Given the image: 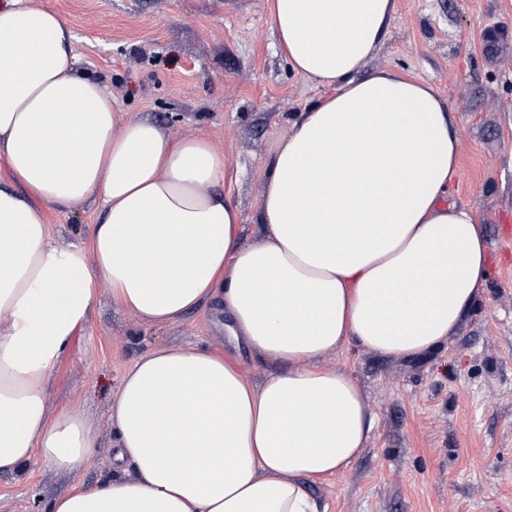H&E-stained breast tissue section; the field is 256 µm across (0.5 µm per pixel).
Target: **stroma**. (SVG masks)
<instances>
[{
  "label": "stroma",
  "mask_w": 512,
  "mask_h": 512,
  "mask_svg": "<svg viewBox=\"0 0 512 512\" xmlns=\"http://www.w3.org/2000/svg\"><path fill=\"white\" fill-rule=\"evenodd\" d=\"M34 3L68 21L80 73L108 88L121 118L147 116L176 135L209 137L224 155V189L243 213L240 243H255L265 162L324 94L279 51L267 0ZM365 70L422 80L453 109L460 154L452 197L484 229L490 278L471 315L433 353L351 348L322 358L355 377L376 428L347 471L307 490L327 512H512V0H397ZM100 215L94 200L44 213L52 243L84 253ZM224 322L208 301L177 322L145 324L99 284L86 324L47 382L50 414L84 416L98 449L69 473L39 457L0 473V512H47L73 485L111 475L109 404L121 375L148 352L225 353L255 384L278 370L232 346Z\"/></svg>",
  "instance_id": "1"
}]
</instances>
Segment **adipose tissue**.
Listing matches in <instances>:
<instances>
[{
  "mask_svg": "<svg viewBox=\"0 0 512 512\" xmlns=\"http://www.w3.org/2000/svg\"><path fill=\"white\" fill-rule=\"evenodd\" d=\"M396 0H269L290 68L330 93L267 163L261 235L243 247L224 156L145 117L74 68V35L30 0L0 4V473L33 454L73 471L97 446L49 415L47 380L97 283L151 325L219 303L226 332L287 364L253 386L230 358L160 348L121 376L109 411L114 475L50 512H319L308 482L346 470L376 416L356 379L320 366L355 345L432 352L484 293V230L451 199L455 116L426 83L361 69ZM99 199L91 250L53 246L44 210Z\"/></svg>",
  "mask_w": 512,
  "mask_h": 512,
  "instance_id": "adipose-tissue-1",
  "label": "adipose tissue"
}]
</instances>
